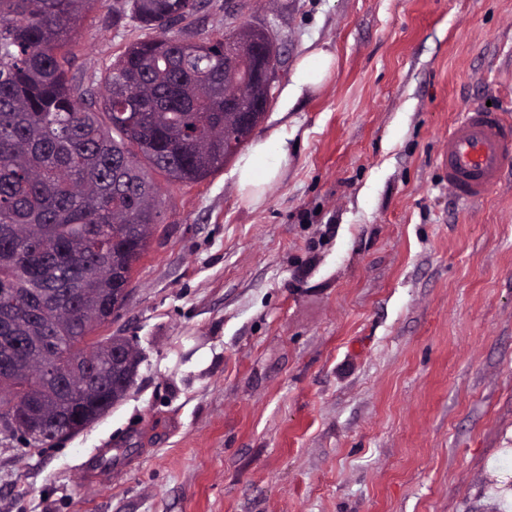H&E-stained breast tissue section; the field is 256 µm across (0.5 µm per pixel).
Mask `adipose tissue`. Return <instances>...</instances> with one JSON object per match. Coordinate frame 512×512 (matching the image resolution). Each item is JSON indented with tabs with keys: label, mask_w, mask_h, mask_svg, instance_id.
Here are the masks:
<instances>
[{
	"label": "adipose tissue",
	"mask_w": 512,
	"mask_h": 512,
	"mask_svg": "<svg viewBox=\"0 0 512 512\" xmlns=\"http://www.w3.org/2000/svg\"><path fill=\"white\" fill-rule=\"evenodd\" d=\"M334 64L333 55L317 47L309 51L295 66L291 82L285 90L289 99L317 91L328 78ZM287 152L284 129L272 130L257 141L240 158L236 174L241 198L256 204L262 201L266 187L279 177V158Z\"/></svg>",
	"instance_id": "adipose-tissue-1"
}]
</instances>
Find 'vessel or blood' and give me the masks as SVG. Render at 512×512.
<instances>
[{"mask_svg":"<svg viewBox=\"0 0 512 512\" xmlns=\"http://www.w3.org/2000/svg\"><path fill=\"white\" fill-rule=\"evenodd\" d=\"M456 198L479 201L499 187L512 166V122L501 112L481 106L461 108L448 128L440 159Z\"/></svg>","mask_w":512,"mask_h":512,"instance_id":"1","label":"vessel or blood"}]
</instances>
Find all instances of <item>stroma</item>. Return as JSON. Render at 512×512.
<instances>
[{
  "label": "stroma",
  "mask_w": 512,
  "mask_h": 512,
  "mask_svg": "<svg viewBox=\"0 0 512 512\" xmlns=\"http://www.w3.org/2000/svg\"><path fill=\"white\" fill-rule=\"evenodd\" d=\"M250 25L281 52L255 139L285 128L263 201L236 161L170 184L101 336L141 354L110 414L45 446L0 435V512H494L512 448V171L487 198L439 157L461 107L512 116V0H207L192 39ZM125 0L81 21L86 88L147 37ZM335 56L288 102L296 63Z\"/></svg>",
  "instance_id": "stroma-1"
}]
</instances>
